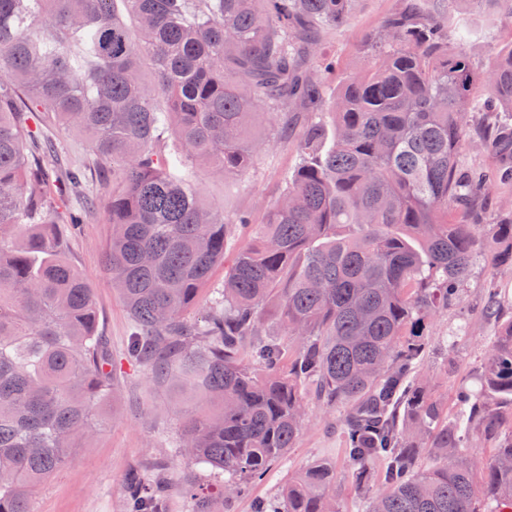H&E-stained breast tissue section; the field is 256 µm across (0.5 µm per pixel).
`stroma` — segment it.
Here are the masks:
<instances>
[{
  "instance_id": "1",
  "label": "stroma",
  "mask_w": 512,
  "mask_h": 512,
  "mask_svg": "<svg viewBox=\"0 0 512 512\" xmlns=\"http://www.w3.org/2000/svg\"><path fill=\"white\" fill-rule=\"evenodd\" d=\"M395 6L396 0H359L349 23L326 37L323 49L335 57L340 71L363 66L367 34ZM448 27L467 32L465 45L454 42L450 48L465 49L477 66L512 42V14L493 0L477 9L460 0L448 12ZM253 133L255 160L247 173L222 179L203 169L197 172L201 196L223 208L228 221L247 211L254 223H262L267 208L279 195L284 176L297 162L294 139L280 137L268 116L255 117ZM492 232V224H482V245L469 276L460 285L457 302L438 313L428 327L431 352L424 372L437 395L446 399L454 398L460 382L475 375L484 362L498 322L512 319V270L494 274L486 264L487 255L503 246ZM111 237V225L93 214L66 234L64 251L93 291L98 332L112 353L117 396L99 403L105 423L91 435L80 437L70 465L50 477L37 494L34 512H125L121 486L126 475L136 468L149 471L161 465L176 482L184 479L191 464L185 457L171 454L172 442L191 414L220 409L218 399L205 397L175 377H155L148 367L126 359L132 322L104 263ZM491 288L497 290L501 306L495 320L485 317L483 311L484 295ZM339 418L336 409L309 404L305 425L286 458L269 468L249 496L233 500L227 512H252L253 500L274 498L288 476L317 461L333 462L339 470L336 492L341 512H363L365 503L344 474L345 438Z\"/></svg>"
}]
</instances>
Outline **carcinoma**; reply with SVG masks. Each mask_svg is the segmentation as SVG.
Instances as JSON below:
<instances>
[{
  "instance_id": "1",
  "label": "carcinoma",
  "mask_w": 512,
  "mask_h": 512,
  "mask_svg": "<svg viewBox=\"0 0 512 512\" xmlns=\"http://www.w3.org/2000/svg\"><path fill=\"white\" fill-rule=\"evenodd\" d=\"M356 0H0V512H34L76 436L116 388L92 288L62 254L86 198L112 225L107 269L134 331L127 359L181 371L222 409L176 440L218 491L184 481L191 512H223L284 459L304 394L345 410L354 491L366 512H512V320L456 414L492 447L463 445L448 401L417 372L427 319L459 296L478 245L473 202L497 182L464 169L472 143L507 154L512 43L478 74L448 54L450 0H397L365 41L368 65L329 92L326 33ZM483 112L489 122L468 123ZM296 135L299 161L263 223L224 220L197 194L196 167L226 176L254 162L250 119ZM51 118L81 134L94 185L44 140ZM252 240L220 298L184 313L236 233ZM297 339L260 337L264 307ZM127 512H168L170 486L132 470ZM254 512H338L336 465L288 479Z\"/></svg>"
}]
</instances>
